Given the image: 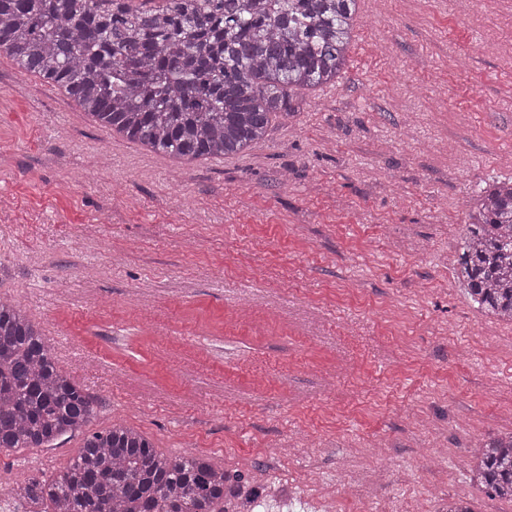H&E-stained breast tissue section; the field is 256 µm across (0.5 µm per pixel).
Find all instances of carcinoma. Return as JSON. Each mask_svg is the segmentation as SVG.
Returning a JSON list of instances; mask_svg holds the SVG:
<instances>
[{"label": "carcinoma", "instance_id": "carcinoma-1", "mask_svg": "<svg viewBox=\"0 0 512 512\" xmlns=\"http://www.w3.org/2000/svg\"><path fill=\"white\" fill-rule=\"evenodd\" d=\"M358 2L0 0V54L149 151L229 157L294 113L293 91L336 82L361 25ZM456 272L486 315L512 323V179L474 199ZM95 413L42 330L0 300V450L50 447L84 432ZM469 474L512 501V433L482 446ZM228 483L208 458L168 456L114 425L16 493L38 512H224Z\"/></svg>", "mask_w": 512, "mask_h": 512}]
</instances>
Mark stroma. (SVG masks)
<instances>
[{"mask_svg":"<svg viewBox=\"0 0 512 512\" xmlns=\"http://www.w3.org/2000/svg\"><path fill=\"white\" fill-rule=\"evenodd\" d=\"M335 84L244 153L179 164L0 55V297L98 403L223 466L224 512H512L467 479L512 432V325L455 274L512 179V0H360ZM81 436L0 451L11 488Z\"/></svg>","mask_w":512,"mask_h":512,"instance_id":"obj_1","label":"stroma"}]
</instances>
